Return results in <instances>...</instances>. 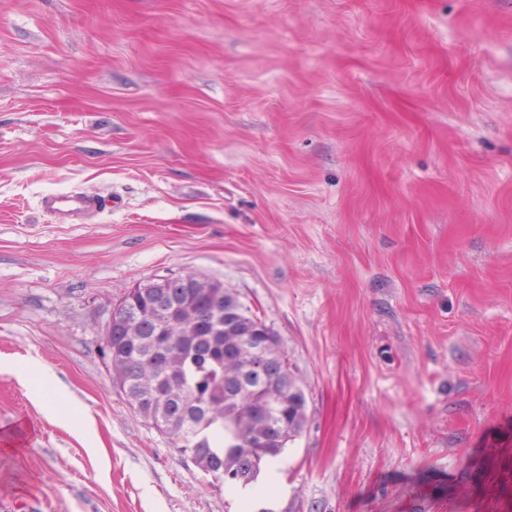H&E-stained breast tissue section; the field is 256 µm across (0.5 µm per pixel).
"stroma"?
Returning <instances> with one entry per match:
<instances>
[{
    "label": "stroma",
    "mask_w": 512,
    "mask_h": 512,
    "mask_svg": "<svg viewBox=\"0 0 512 512\" xmlns=\"http://www.w3.org/2000/svg\"><path fill=\"white\" fill-rule=\"evenodd\" d=\"M190 273L306 397L252 512H512V0H0V512H243L102 355ZM101 206L102 201L96 195L84 192L50 195L44 200L45 209L59 218L94 212Z\"/></svg>",
    "instance_id": "35a3bbf8"
}]
</instances>
